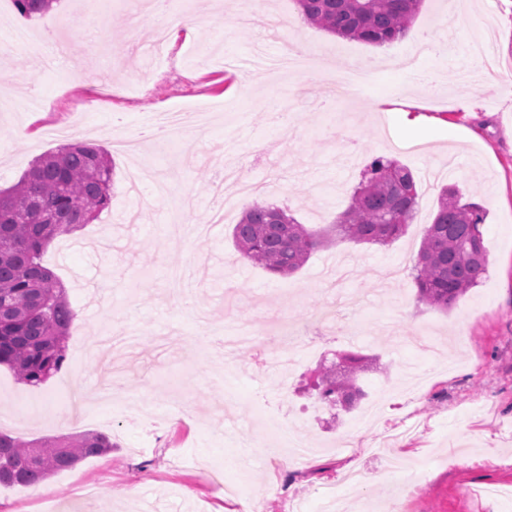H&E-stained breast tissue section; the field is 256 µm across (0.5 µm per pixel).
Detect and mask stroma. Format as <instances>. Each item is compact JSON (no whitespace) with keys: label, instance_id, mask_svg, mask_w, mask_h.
Listing matches in <instances>:
<instances>
[{"label":"stroma","instance_id":"obj_1","mask_svg":"<svg viewBox=\"0 0 512 512\" xmlns=\"http://www.w3.org/2000/svg\"><path fill=\"white\" fill-rule=\"evenodd\" d=\"M192 26H172L134 0H110L95 23L85 6L57 0L28 19L0 0V36L53 34L62 63L34 66L28 50L0 54V189L14 185L40 155L68 140L102 146L113 164L111 204L100 218L54 240L44 263L65 286L75 317L62 369L30 387L0 366V431L25 440L59 437L53 408L68 389L91 392L105 375L121 380L109 435L112 453L57 472L36 488L0 487V512H38L32 493L61 512H289V501L320 512L324 490L359 469L365 482L345 512H512V0H424L406 34L383 46L334 36L307 23L296 0H267L289 39L320 50L321 75L256 77L245 61L280 51L259 39L263 20L236 29L207 0H188ZM73 15L68 29L53 21ZM490 47L498 68L481 72L471 40ZM370 70L351 101L322 109L324 80L352 66ZM198 106L212 121L168 150L140 137L148 117ZM425 115L413 129L406 113ZM272 145L257 156L253 147ZM394 158L419 180L416 216L394 243L335 241L296 273L277 276L244 259L232 229L254 203L288 208L321 231L348 206L365 165ZM247 166L260 192L239 198L208 235L211 186L228 163ZM167 180L194 205L157 199ZM456 183L485 207V278L448 310L417 299L410 263L437 211L440 190ZM121 258L118 269L108 254ZM312 348L281 371L282 341L272 325L306 322ZM256 333L264 358L240 352L224 363L205 334ZM367 355L365 396L331 410L303 387L334 355ZM187 405L186 426L146 422L131 407ZM296 423L317 456L295 464L273 452L268 413ZM353 437L351 451H337ZM242 484L235 497L209 481L213 466ZM87 480L95 494L75 500Z\"/></svg>","mask_w":512,"mask_h":512}]
</instances>
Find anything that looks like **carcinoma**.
Returning a JSON list of instances; mask_svg holds the SVG:
<instances>
[{
	"instance_id": "1",
	"label": "carcinoma",
	"mask_w": 512,
	"mask_h": 512,
	"mask_svg": "<svg viewBox=\"0 0 512 512\" xmlns=\"http://www.w3.org/2000/svg\"><path fill=\"white\" fill-rule=\"evenodd\" d=\"M18 11L42 16L56 0H14ZM310 24L368 44L392 43L405 34L423 0H296ZM113 167L94 143L68 144L38 158L12 187L0 189V365L27 385L58 373L74 313L62 283L41 263L50 243L97 220L109 207ZM418 183L401 162L376 157L367 164L334 231L357 243L390 245L405 234L418 206ZM486 210L443 189L412 266L420 301L448 310L487 273L481 226ZM250 262L287 276L299 270L324 235L312 232L286 209L255 204L232 230ZM367 358L343 353L318 373L317 395L329 408L350 407L362 396L357 385ZM112 450L111 439L91 432L30 443L0 432V485L29 486L49 475Z\"/></svg>"
}]
</instances>
